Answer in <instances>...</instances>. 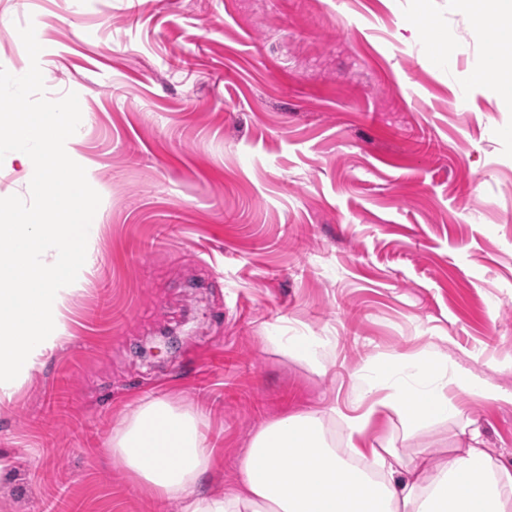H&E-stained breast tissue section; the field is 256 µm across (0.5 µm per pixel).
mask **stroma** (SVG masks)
I'll list each match as a JSON object with an SVG mask.
<instances>
[{
	"instance_id": "35a3bbf8",
	"label": "stroma",
	"mask_w": 512,
	"mask_h": 512,
	"mask_svg": "<svg viewBox=\"0 0 512 512\" xmlns=\"http://www.w3.org/2000/svg\"><path fill=\"white\" fill-rule=\"evenodd\" d=\"M35 17L100 227L67 339L0 401V512H175L112 459L158 396L205 413L226 495L261 426L351 398L366 357L434 345L512 391V109L469 83L492 45L512 82V40L455 0H0L13 75ZM298 332L330 337L324 372L271 342ZM464 408L512 463V403ZM457 429L372 437L436 462Z\"/></svg>"
}]
</instances>
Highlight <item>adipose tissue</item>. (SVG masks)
I'll list each match as a JSON object with an SVG mask.
<instances>
[{
  "instance_id": "obj_1",
  "label": "adipose tissue",
  "mask_w": 512,
  "mask_h": 512,
  "mask_svg": "<svg viewBox=\"0 0 512 512\" xmlns=\"http://www.w3.org/2000/svg\"><path fill=\"white\" fill-rule=\"evenodd\" d=\"M477 25L511 36L504 17L512 0H455ZM352 411L329 406L325 415L292 413L256 431L239 460L240 488L202 494L200 476L212 448L199 415L164 399L140 404L112 436V458L152 496L179 512H512V465L488 448L460 397L511 401L486 372L452 367L429 350L417 357L367 359L355 373ZM396 415L404 438L430 419L458 422L462 448L428 465L426 449L405 454L391 443L366 446L380 417ZM339 423L343 448L328 437Z\"/></svg>"
}]
</instances>
